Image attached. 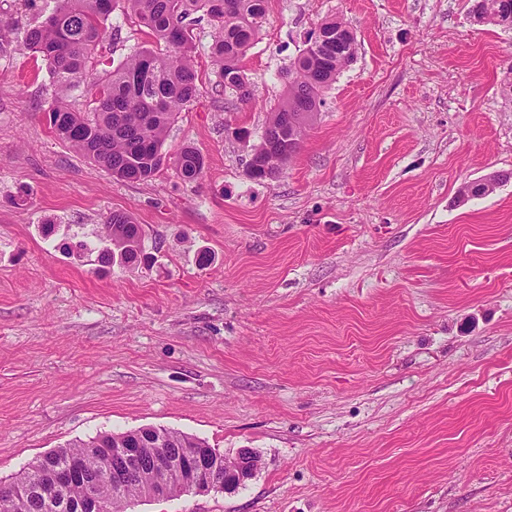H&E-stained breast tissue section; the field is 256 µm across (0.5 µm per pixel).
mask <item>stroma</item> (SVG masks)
I'll return each instance as SVG.
<instances>
[{
  "label": "stroma",
  "instance_id": "1",
  "mask_svg": "<svg viewBox=\"0 0 512 512\" xmlns=\"http://www.w3.org/2000/svg\"><path fill=\"white\" fill-rule=\"evenodd\" d=\"M471 6L268 0L247 104L198 20L200 92L164 144L202 155L187 183L170 165L114 179L59 140L20 35L55 0H0V480L156 427L261 467L128 512H512V26ZM333 17L354 61L280 177L250 178L288 68ZM112 21L106 71L150 41ZM115 211L142 227L130 267L73 249Z\"/></svg>",
  "mask_w": 512,
  "mask_h": 512
}]
</instances>
